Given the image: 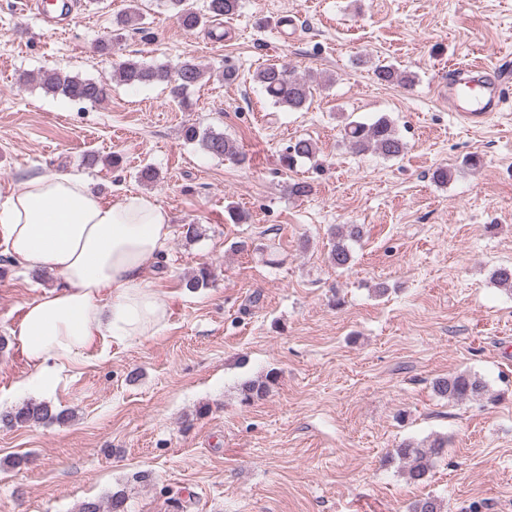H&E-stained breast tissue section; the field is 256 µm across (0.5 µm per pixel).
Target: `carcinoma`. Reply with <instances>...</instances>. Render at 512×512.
Here are the masks:
<instances>
[{
  "label": "carcinoma",
  "instance_id": "obj_1",
  "mask_svg": "<svg viewBox=\"0 0 512 512\" xmlns=\"http://www.w3.org/2000/svg\"><path fill=\"white\" fill-rule=\"evenodd\" d=\"M164 5L184 29L191 31L208 22L235 15L240 0H207L203 13L194 7L192 0H164ZM142 20L139 8L130 6L112 22V43L101 45L100 51L114 55L115 47L123 40L125 32L136 29ZM203 75L201 66L191 59H183L175 64H147L127 58L117 59L112 64V77L116 82L133 87L165 84L170 87L172 98L182 107L189 106L187 92ZM375 76L384 82L413 80L412 74L393 67H378ZM36 81L45 93L60 94L72 101L97 103L107 95L106 85L62 68L46 69L38 74ZM254 81L275 105L299 111L311 103L312 87L309 79L297 77L283 66L275 63L263 66L256 72ZM184 138L191 143H198L209 154L236 163L245 161V156L239 152L234 141L220 131L190 125L184 129ZM343 141L357 154L372 150L386 158H397L407 149L406 142L385 116L370 123H347L343 128ZM315 153L316 146L311 140L297 139L288 145L280 157V163L290 170L298 161L310 159ZM362 234L359 224H343L332 229V246L328 254L331 264L338 268L347 266L352 258L350 243L359 241ZM211 278V269L201 266L186 281L185 287L190 290L204 288L209 285ZM273 382L274 376L271 375L264 382L242 383L241 403H253L263 396ZM433 389L439 396L454 402L473 400L488 392L482 378L467 371L435 380ZM71 418L72 413L67 410H58L43 401H27L0 412V425L10 428L55 423L61 425ZM447 444L448 440L442 437L433 439L427 446L414 441L402 442L395 449V456L403 464L406 479L412 483L426 481L435 460L445 453ZM77 512H127V497L124 492L117 491L104 502L97 499L84 500L78 505ZM409 512H443V506L440 500L427 497L412 503Z\"/></svg>",
  "mask_w": 512,
  "mask_h": 512
}]
</instances>
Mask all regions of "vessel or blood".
I'll return each instance as SVG.
<instances>
[{
	"label": "vessel or blood",
	"mask_w": 512,
	"mask_h": 512,
	"mask_svg": "<svg viewBox=\"0 0 512 512\" xmlns=\"http://www.w3.org/2000/svg\"><path fill=\"white\" fill-rule=\"evenodd\" d=\"M510 86L512 71L506 66L468 65L448 84V108L470 124H486L498 114Z\"/></svg>",
	"instance_id": "vessel-or-blood-1"
}]
</instances>
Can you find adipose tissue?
<instances>
[{"instance_id": "ef3b65f1", "label": "adipose tissue", "mask_w": 512, "mask_h": 512, "mask_svg": "<svg viewBox=\"0 0 512 512\" xmlns=\"http://www.w3.org/2000/svg\"><path fill=\"white\" fill-rule=\"evenodd\" d=\"M172 232L170 214L152 196L108 203L82 175L33 172L0 201V254L61 279L27 304L12 330L31 367L21 390L54 392L97 343L158 330L166 308L144 273Z\"/></svg>"}]
</instances>
